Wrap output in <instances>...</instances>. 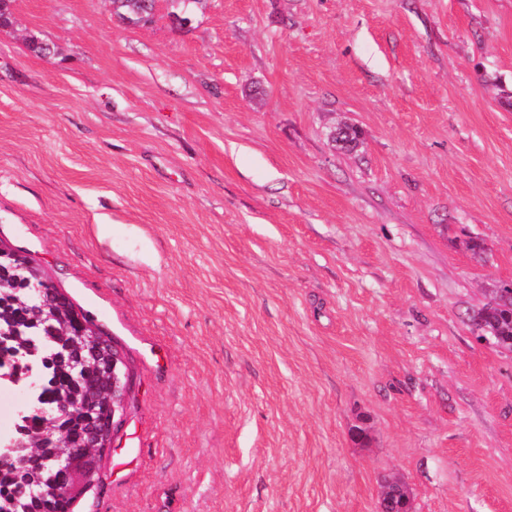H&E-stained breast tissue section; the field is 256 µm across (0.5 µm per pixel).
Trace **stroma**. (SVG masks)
Returning <instances> with one entry per match:
<instances>
[{
  "mask_svg": "<svg viewBox=\"0 0 512 512\" xmlns=\"http://www.w3.org/2000/svg\"><path fill=\"white\" fill-rule=\"evenodd\" d=\"M0 246L130 374L75 512H512V0H15ZM159 2L161 0H154L151 14L152 0H111L112 14L124 24L145 25L151 15L154 22L158 15ZM479 317L483 332L500 347L512 349V298L480 309L473 321ZM484 336L482 340L488 339ZM402 492L403 499L397 503V496ZM379 512H413L411 498L405 485L397 480H388L379 498Z\"/></svg>",
  "mask_w": 512,
  "mask_h": 512,
  "instance_id": "obj_1",
  "label": "stroma"
}]
</instances>
